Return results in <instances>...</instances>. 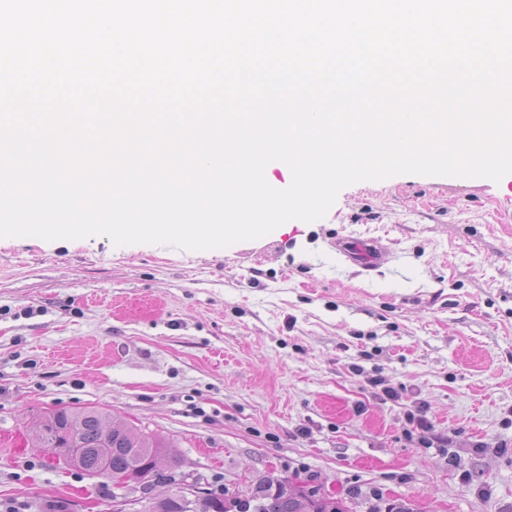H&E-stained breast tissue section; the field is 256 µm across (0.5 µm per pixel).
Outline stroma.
<instances>
[{"label": "stroma", "mask_w": 512, "mask_h": 512, "mask_svg": "<svg viewBox=\"0 0 512 512\" xmlns=\"http://www.w3.org/2000/svg\"><path fill=\"white\" fill-rule=\"evenodd\" d=\"M339 237L399 258L359 273ZM84 407L165 436L217 494L281 476L353 512H512V185L362 181L224 249L0 238V512H112L50 449L15 452ZM422 408L446 447L407 436Z\"/></svg>", "instance_id": "stroma-1"}]
</instances>
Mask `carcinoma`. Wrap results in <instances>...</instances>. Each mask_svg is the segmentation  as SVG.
<instances>
[{
	"instance_id": "1",
	"label": "carcinoma",
	"mask_w": 512,
	"mask_h": 512,
	"mask_svg": "<svg viewBox=\"0 0 512 512\" xmlns=\"http://www.w3.org/2000/svg\"><path fill=\"white\" fill-rule=\"evenodd\" d=\"M112 415L103 410L79 412L56 410L45 417L33 435L38 448H82L81 461L72 467L85 474L97 470L101 457L107 458L108 486L132 470L147 469L166 455L167 440L153 432L136 431L111 425ZM349 512L343 501L331 504L318 496V490L284 489L278 479L269 477L251 494L229 498L223 503L217 495L203 492L188 502L174 493L155 501L152 512Z\"/></svg>"
}]
</instances>
